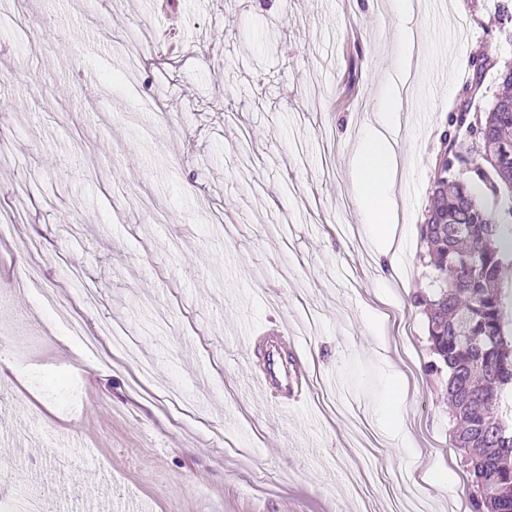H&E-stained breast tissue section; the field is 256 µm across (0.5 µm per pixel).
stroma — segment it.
<instances>
[{
	"mask_svg": "<svg viewBox=\"0 0 512 512\" xmlns=\"http://www.w3.org/2000/svg\"><path fill=\"white\" fill-rule=\"evenodd\" d=\"M389 2L0 0V512L20 493L61 512H401L416 473L438 512H469L426 370L419 226L440 135L453 108L489 107L512 22L501 0H445L443 23L408 0L399 31ZM410 76L434 89L399 101L384 270L348 163L379 88ZM283 323L309 375L285 405L249 342Z\"/></svg>",
	"mask_w": 512,
	"mask_h": 512,
	"instance_id": "stroma-1",
	"label": "stroma"
}]
</instances>
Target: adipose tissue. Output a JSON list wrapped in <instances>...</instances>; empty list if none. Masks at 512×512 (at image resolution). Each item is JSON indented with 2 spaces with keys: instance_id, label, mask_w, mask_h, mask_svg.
Wrapping results in <instances>:
<instances>
[{
  "instance_id": "obj_1",
  "label": "adipose tissue",
  "mask_w": 512,
  "mask_h": 512,
  "mask_svg": "<svg viewBox=\"0 0 512 512\" xmlns=\"http://www.w3.org/2000/svg\"><path fill=\"white\" fill-rule=\"evenodd\" d=\"M397 118L394 96L380 98L374 109V120L366 126L350 160L364 221L380 238L390 223L388 197L397 175L395 147L388 136Z\"/></svg>"
}]
</instances>
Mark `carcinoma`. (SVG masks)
<instances>
[{
	"label": "carcinoma",
	"instance_id": "cac0c4a2",
	"mask_svg": "<svg viewBox=\"0 0 512 512\" xmlns=\"http://www.w3.org/2000/svg\"><path fill=\"white\" fill-rule=\"evenodd\" d=\"M498 87L480 114L479 130L464 110L451 123L458 131L478 132L479 144L469 151L474 173L501 198L499 210L486 207L471 184L455 177L461 156L452 142L436 157L420 225L431 268L428 295L420 299L433 354L426 370L448 371L453 445L473 475L470 512H512V417L501 405L512 389V344L498 288L504 260L512 255L503 227L512 219V64L498 73Z\"/></svg>",
	"mask_w": 512,
	"mask_h": 512
}]
</instances>
